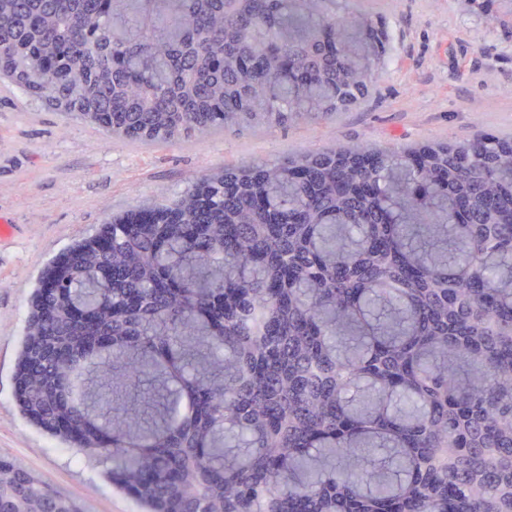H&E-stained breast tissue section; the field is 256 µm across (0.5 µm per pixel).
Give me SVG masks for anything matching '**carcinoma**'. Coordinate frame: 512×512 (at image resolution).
<instances>
[{
    "label": "carcinoma",
    "instance_id": "carcinoma-1",
    "mask_svg": "<svg viewBox=\"0 0 512 512\" xmlns=\"http://www.w3.org/2000/svg\"><path fill=\"white\" fill-rule=\"evenodd\" d=\"M344 0H0V80L129 143L312 124L385 54ZM188 182L37 285L30 423L147 512H512V139ZM0 512H77L0 459Z\"/></svg>",
    "mask_w": 512,
    "mask_h": 512
}]
</instances>
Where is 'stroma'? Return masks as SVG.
<instances>
[{"instance_id":"35a3bbf8","label":"stroma","mask_w":512,"mask_h":512,"mask_svg":"<svg viewBox=\"0 0 512 512\" xmlns=\"http://www.w3.org/2000/svg\"><path fill=\"white\" fill-rule=\"evenodd\" d=\"M389 60L368 97L333 121L130 144L0 81V457L16 460L80 512H141L105 477L22 418L13 399L35 283L75 241L175 197L193 177L306 149L420 148L512 135V22L462 0H371Z\"/></svg>"}]
</instances>
